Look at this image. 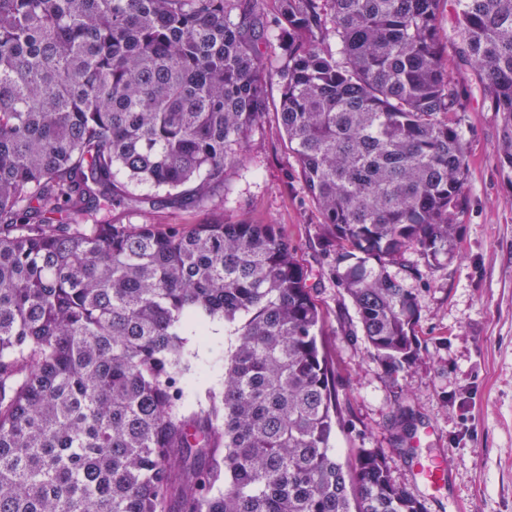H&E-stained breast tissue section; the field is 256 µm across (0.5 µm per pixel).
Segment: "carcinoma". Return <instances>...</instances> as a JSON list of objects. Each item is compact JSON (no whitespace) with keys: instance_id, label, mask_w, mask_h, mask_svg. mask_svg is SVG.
Here are the masks:
<instances>
[{"instance_id":"obj_1","label":"carcinoma","mask_w":512,"mask_h":512,"mask_svg":"<svg viewBox=\"0 0 512 512\" xmlns=\"http://www.w3.org/2000/svg\"><path fill=\"white\" fill-rule=\"evenodd\" d=\"M271 2L272 28L249 0H0V512H424L377 453L332 452L322 317L275 225L98 215L156 204L142 186L206 207L278 78L337 287L404 369L423 277L405 255L448 258L467 180L445 52L501 113L511 176L512 0H452L448 31L444 0ZM217 323L224 383L191 407L186 337Z\"/></svg>"}]
</instances>
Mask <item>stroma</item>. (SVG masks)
Masks as SVG:
<instances>
[{
    "mask_svg": "<svg viewBox=\"0 0 512 512\" xmlns=\"http://www.w3.org/2000/svg\"><path fill=\"white\" fill-rule=\"evenodd\" d=\"M460 90L468 176L454 254L410 281L418 302L420 356L390 377L367 342L350 298L333 275L336 249L305 190L278 124L280 87L268 88L267 119L253 129L244 165L204 208L132 203L116 224L184 226L227 218L274 224L308 274L323 314L321 346L336 385L343 424L332 444L341 463L376 451L395 482L424 512H512V180L499 163L501 125L471 69L449 57ZM224 328L190 337V390L224 381ZM450 453L449 490L431 497L416 461Z\"/></svg>",
    "mask_w": 512,
    "mask_h": 512,
    "instance_id": "35a3bbf8",
    "label": "stroma"
}]
</instances>
